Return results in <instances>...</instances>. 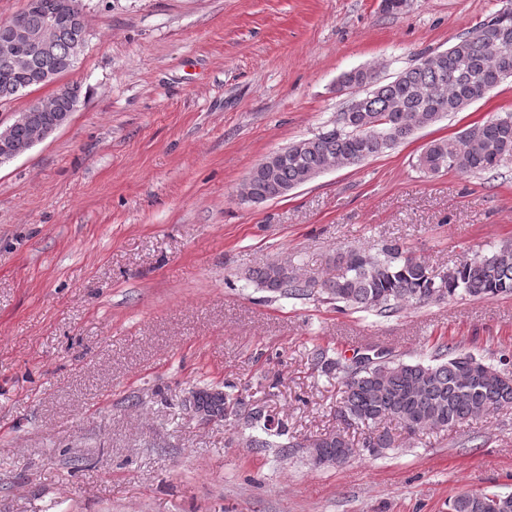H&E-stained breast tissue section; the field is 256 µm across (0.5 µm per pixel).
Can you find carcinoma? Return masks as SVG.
Wrapping results in <instances>:
<instances>
[{
    "mask_svg": "<svg viewBox=\"0 0 512 512\" xmlns=\"http://www.w3.org/2000/svg\"><path fill=\"white\" fill-rule=\"evenodd\" d=\"M55 4L57 0H32L27 20L43 22ZM87 26L79 17L61 23L53 56L42 65L55 67L61 77L72 71L85 51ZM481 26L484 35L476 36L471 30L459 36L435 67L416 63L387 82L373 67L344 73L338 80L339 90L357 88L358 94L332 124L284 147L287 156L276 169L253 174L250 186L258 202L285 197L339 163L376 158L400 143L393 131L407 138L478 100L481 88L511 77L512 12L496 11ZM35 89L26 75L10 72L0 62V102L23 98ZM85 98L81 83L66 82L64 95L56 99L57 111L49 113L46 121L53 122L59 114L72 115ZM9 140L18 156L32 148L25 125L13 126ZM511 159L512 113L508 112L432 142L418 156L416 167L427 174L481 173ZM250 279L280 297L305 299L318 289L340 310L389 317L405 303L443 302L463 295L511 297L512 243L466 258L442 276L433 274L404 246L390 243L374 255L345 251L336 260V275L320 281L276 262L252 271ZM315 359L322 372L341 380L336 418L370 428L362 447L376 455L395 447L396 436L385 426L387 422L414 435L477 421L494 409L512 406V377L470 353L448 347L428 361L406 362L375 349L370 358L358 352L350 359L319 349ZM194 405L218 420L224 419L226 409L235 410L255 448L300 447L271 441L288 434L287 424L273 422L265 407L247 402L233 385L196 390ZM310 443L333 451L344 448L346 460L359 450L339 428L314 436ZM448 512H512V494L461 492L448 500Z\"/></svg>",
    "mask_w": 512,
    "mask_h": 512,
    "instance_id": "cac0c4a2",
    "label": "carcinoma"
}]
</instances>
